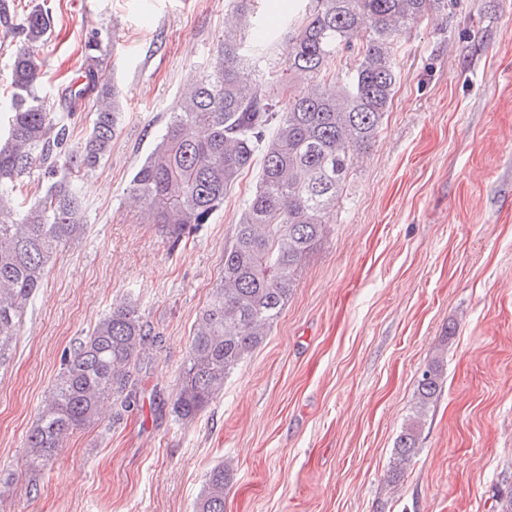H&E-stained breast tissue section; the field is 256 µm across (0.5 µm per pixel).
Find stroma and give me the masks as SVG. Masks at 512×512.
Segmentation results:
<instances>
[{
  "mask_svg": "<svg viewBox=\"0 0 512 512\" xmlns=\"http://www.w3.org/2000/svg\"><path fill=\"white\" fill-rule=\"evenodd\" d=\"M54 27L38 93L58 105L91 30L124 99L82 191L87 229L40 288L0 369V512H194L223 466L224 512H500L512 497V0H453L398 40L383 129L263 343L191 422L170 403L224 262L245 173L176 247L127 188L189 78L210 70L230 0H14ZM162 338L139 401L108 406L47 468L24 446L65 351L121 301ZM444 388L399 481L394 442L423 367Z\"/></svg>",
  "mask_w": 512,
  "mask_h": 512,
  "instance_id": "obj_1",
  "label": "stroma"
}]
</instances>
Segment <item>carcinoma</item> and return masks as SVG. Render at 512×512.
Returning <instances> with one entry per match:
<instances>
[{"label":"carcinoma","instance_id":"carcinoma-1","mask_svg":"<svg viewBox=\"0 0 512 512\" xmlns=\"http://www.w3.org/2000/svg\"><path fill=\"white\" fill-rule=\"evenodd\" d=\"M304 2L284 14L288 54L278 68L268 56L276 33L247 41L257 25V0H232L236 23L224 29L212 71L183 92L182 111L170 117L129 182L131 201L146 204L143 223L157 225L177 245L209 223L245 171L260 166L224 246L220 280L194 326L171 404L184 422L224 391L280 318L354 160L382 127L397 83L395 40L424 17L448 10V0ZM0 25L18 37L13 93L0 102L8 119L0 136L1 369L51 266L84 233L79 182L112 151L120 92L103 67L107 46L93 31L80 84L62 92V111H51L38 95L42 62L36 55L51 32L49 12L33 7L19 14L0 0ZM86 97L95 109L88 134L75 141L69 119ZM35 167L46 187L26 205L17 189ZM158 343L133 302L101 318L65 355L26 437L28 467L44 469L74 431L97 425L104 401L136 400L138 376ZM442 387L443 364L435 358L420 372L415 411L396 437L391 480L400 479L417 454L423 417ZM226 478L224 466L210 470L195 512H224Z\"/></svg>","mask_w":512,"mask_h":512}]
</instances>
